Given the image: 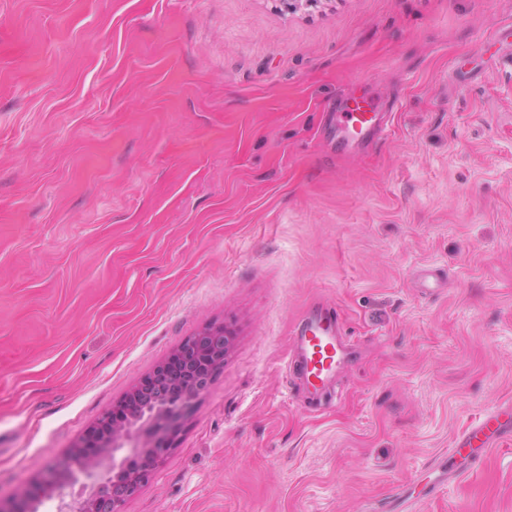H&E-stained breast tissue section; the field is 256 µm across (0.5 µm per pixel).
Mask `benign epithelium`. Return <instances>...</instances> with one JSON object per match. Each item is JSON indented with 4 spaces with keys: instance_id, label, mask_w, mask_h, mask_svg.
<instances>
[{
    "instance_id": "obj_1",
    "label": "benign epithelium",
    "mask_w": 512,
    "mask_h": 512,
    "mask_svg": "<svg viewBox=\"0 0 512 512\" xmlns=\"http://www.w3.org/2000/svg\"><path fill=\"white\" fill-rule=\"evenodd\" d=\"M201 336L204 340L189 339L172 353L182 361L181 373L159 372L150 388L133 387L89 431L84 446L39 465L31 485L0 500V512H38L40 503L54 498L60 499L59 512H123L168 450L170 425L207 390L212 372L224 363V325H209Z\"/></svg>"
}]
</instances>
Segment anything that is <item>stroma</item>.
Instances as JSON below:
<instances>
[{"label":"stroma","instance_id":"obj_1","mask_svg":"<svg viewBox=\"0 0 512 512\" xmlns=\"http://www.w3.org/2000/svg\"><path fill=\"white\" fill-rule=\"evenodd\" d=\"M512 0H0V499L206 325L124 512H512ZM366 96L387 136L336 150ZM444 287L423 292V270ZM353 360L298 395L313 307ZM512 433V404L486 411L476 423L457 435L448 450L451 468L467 469L476 458L486 454Z\"/></svg>","mask_w":512,"mask_h":512}]
</instances>
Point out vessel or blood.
<instances>
[{
  "label": "vessel or blood",
  "instance_id": "b4317fda",
  "mask_svg": "<svg viewBox=\"0 0 512 512\" xmlns=\"http://www.w3.org/2000/svg\"><path fill=\"white\" fill-rule=\"evenodd\" d=\"M339 146L365 136H381L383 127L377 122L372 104H364L342 113ZM291 353L308 395H328L337 373L347 360V347L341 325L330 316L316 313L303 320L291 338ZM512 434V404L486 411L476 423L457 435L448 450L453 468L467 469L476 458L495 448Z\"/></svg>",
  "mask_w": 512,
  "mask_h": 512
}]
</instances>
